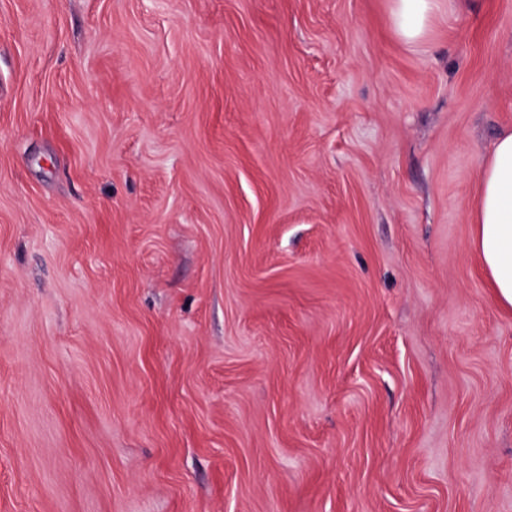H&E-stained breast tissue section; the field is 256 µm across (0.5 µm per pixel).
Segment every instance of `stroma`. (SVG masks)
Segmentation results:
<instances>
[{"label": "stroma", "mask_w": 512, "mask_h": 512, "mask_svg": "<svg viewBox=\"0 0 512 512\" xmlns=\"http://www.w3.org/2000/svg\"><path fill=\"white\" fill-rule=\"evenodd\" d=\"M505 129L512 0H0V512H512ZM394 35L406 44L421 42L432 19L446 10L453 13L451 0H388ZM473 246L496 290L497 302L512 309V131L502 132L482 166Z\"/></svg>", "instance_id": "obj_1"}]
</instances>
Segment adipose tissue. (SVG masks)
<instances>
[{"label": "adipose tissue", "mask_w": 512, "mask_h": 512, "mask_svg": "<svg viewBox=\"0 0 512 512\" xmlns=\"http://www.w3.org/2000/svg\"><path fill=\"white\" fill-rule=\"evenodd\" d=\"M452 8L451 0H389L392 31L404 43H419L432 19ZM472 222L473 246L496 290V300L512 309V131L499 135L483 162Z\"/></svg>", "instance_id": "1"}]
</instances>
